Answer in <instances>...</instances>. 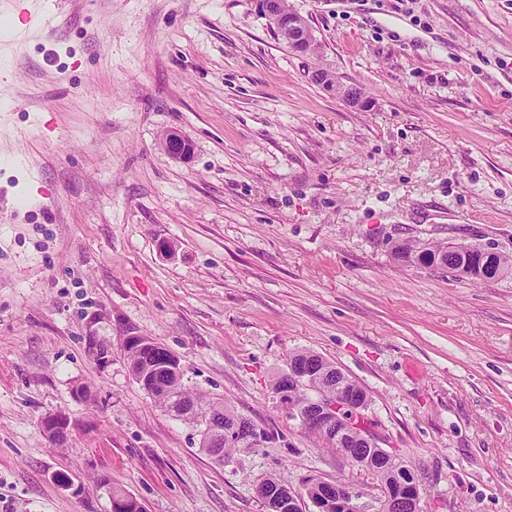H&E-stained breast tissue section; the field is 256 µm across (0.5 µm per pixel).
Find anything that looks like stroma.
<instances>
[{
  "label": "stroma",
  "mask_w": 512,
  "mask_h": 512,
  "mask_svg": "<svg viewBox=\"0 0 512 512\" xmlns=\"http://www.w3.org/2000/svg\"><path fill=\"white\" fill-rule=\"evenodd\" d=\"M288 3L315 53L259 0H0V512H111L113 489L147 512H266L273 473L374 503L376 479L273 388L301 350L366 391L422 512H512V274L394 254H512V0ZM173 128L187 161L158 147ZM127 336L174 354L257 445L208 455L202 424L135 381ZM421 246L418 247L417 252H420L429 247V245H425L427 243L420 242ZM447 252H448V273H452L458 270L461 258L455 249H451L450 246L446 245H433L432 249L422 251L417 255L416 260H412L415 263H419L423 266L431 267L432 263H434L436 259V255L442 257L443 260H447Z\"/></svg>",
  "instance_id": "35a3bbf8"
}]
</instances>
